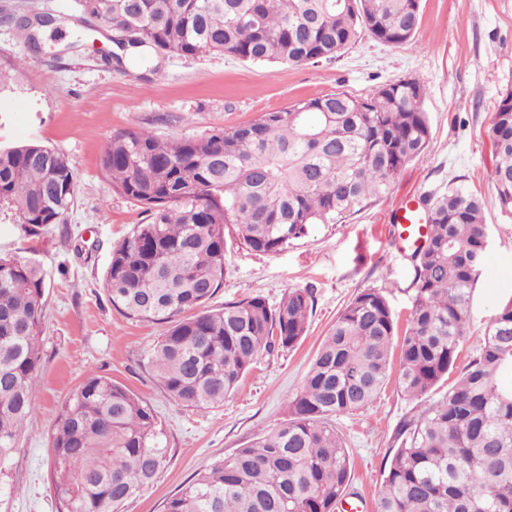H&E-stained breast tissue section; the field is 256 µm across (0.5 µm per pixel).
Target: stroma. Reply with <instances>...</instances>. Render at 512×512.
Wrapping results in <instances>:
<instances>
[{"label":"stroma","mask_w":512,"mask_h":512,"mask_svg":"<svg viewBox=\"0 0 512 512\" xmlns=\"http://www.w3.org/2000/svg\"><path fill=\"white\" fill-rule=\"evenodd\" d=\"M75 0H0V147L39 142L62 152L75 178V203L63 224L25 233L13 211L0 207V257L41 262L47 278L42 360L34 374L40 398L18 446L0 469V512H56L51 436L58 411L85 379L107 375L157 412L168 438V459L155 482L126 512H163V503L196 472L275 429L288 398L303 386L328 328L367 289L379 290L398 319L413 304L411 263L391 223L407 201L444 189L451 179L484 201L487 261L497 279L481 275L470 297L468 334L458 361L480 348L497 309L512 300V215L502 213L491 180L489 129L501 97L512 91V0H421V23L406 45L363 36L318 66L257 65L203 53L162 58L118 71L105 62L113 48L105 32L77 34L66 24ZM50 14L41 53H31L11 21ZM414 78L426 90L431 141L389 193L342 224H318L282 251L262 254L237 241L224 252V283L210 307L260 295L275 303L309 289L313 307L306 336L293 349L261 355L222 406L208 410L172 404L144 369L141 356L159 325L131 319L110 303L103 282L112 249L144 221L141 206L115 193L101 166L112 135L147 130L164 139L251 122L295 101L346 91L365 97L387 82ZM396 383L366 410L336 417L352 462V490L376 502L401 420L417 412Z\"/></svg>","instance_id":"obj_1"}]
</instances>
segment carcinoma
I'll return each instance as SVG.
<instances>
[{
    "label": "carcinoma",
    "mask_w": 512,
    "mask_h": 512,
    "mask_svg": "<svg viewBox=\"0 0 512 512\" xmlns=\"http://www.w3.org/2000/svg\"><path fill=\"white\" fill-rule=\"evenodd\" d=\"M76 28L96 21L112 44L143 61L162 53L230 55L255 64H318L368 34L410 42L420 0H78ZM54 22L15 19L31 48ZM425 87L391 81L368 97L338 91L302 99L231 129L178 141L146 130L112 135L102 168L113 191L148 222L112 248L104 287L112 306L165 328L142 357L177 406L205 410L264 353L307 333L312 297L296 288L279 303L256 295L210 308L224 282L226 225L250 249L271 253L315 224H342L386 195L431 138ZM492 178L512 214V91L489 130ZM75 202L66 156L36 143L0 148V205L27 233L60 223ZM427 246L411 252L414 302L406 328L375 289L357 295L322 339L288 418L195 474L163 512H336L351 459L333 421L369 408L399 355L398 389L424 403L405 419L376 512H512V300L455 382L469 300L482 274L489 227L481 199L453 181L422 198ZM46 273L35 260L0 258V467L38 407ZM57 512H122L167 461L153 407L108 376L84 380L60 407L52 435Z\"/></svg>",
    "instance_id": "1"
}]
</instances>
